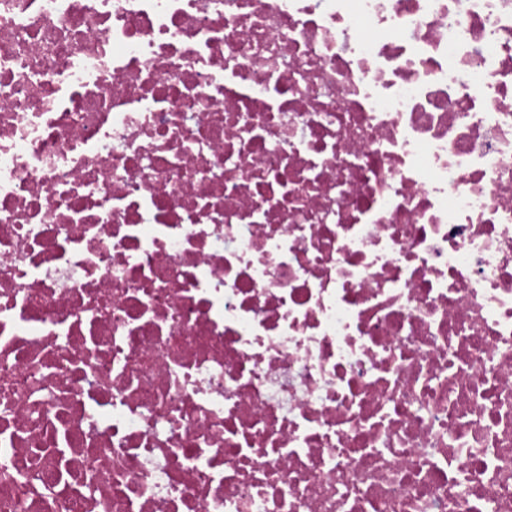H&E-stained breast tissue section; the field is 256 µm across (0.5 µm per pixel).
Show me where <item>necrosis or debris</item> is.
<instances>
[{
	"label": "necrosis or debris",
	"instance_id": "obj_1",
	"mask_svg": "<svg viewBox=\"0 0 512 512\" xmlns=\"http://www.w3.org/2000/svg\"><path fill=\"white\" fill-rule=\"evenodd\" d=\"M0 512H512V0H0Z\"/></svg>",
	"mask_w": 512,
	"mask_h": 512
}]
</instances>
